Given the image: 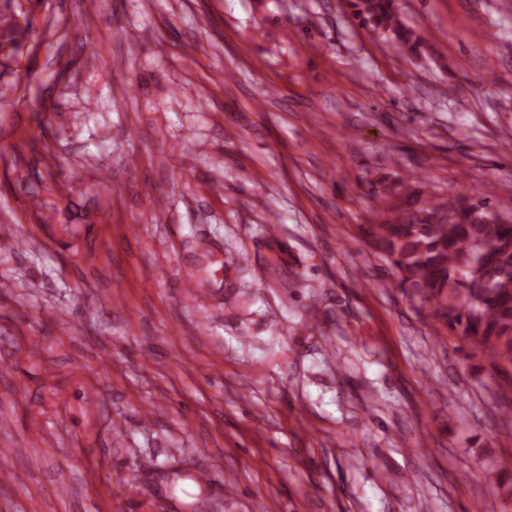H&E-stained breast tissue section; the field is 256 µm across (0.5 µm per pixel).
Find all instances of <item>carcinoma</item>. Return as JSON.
Returning a JSON list of instances; mask_svg holds the SVG:
<instances>
[{
	"label": "carcinoma",
	"instance_id": "1",
	"mask_svg": "<svg viewBox=\"0 0 512 512\" xmlns=\"http://www.w3.org/2000/svg\"><path fill=\"white\" fill-rule=\"evenodd\" d=\"M371 30L419 59L424 39L395 0H358ZM488 199L460 195L444 210L407 207L361 224L367 242L395 268L396 287L421 301L426 318L498 367L512 365V221L490 220Z\"/></svg>",
	"mask_w": 512,
	"mask_h": 512
}]
</instances>
